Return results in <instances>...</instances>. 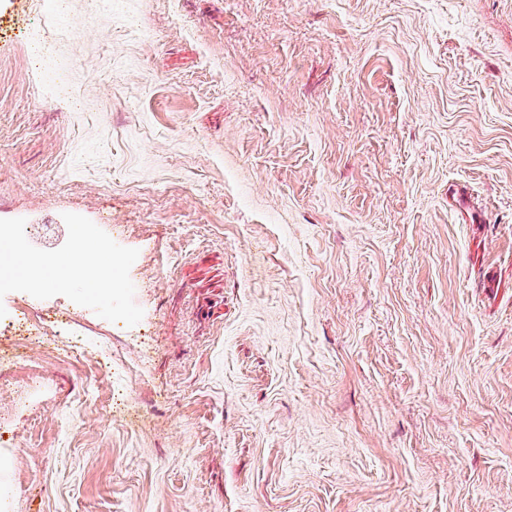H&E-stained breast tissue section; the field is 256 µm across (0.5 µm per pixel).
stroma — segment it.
Returning a JSON list of instances; mask_svg holds the SVG:
<instances>
[{
  "mask_svg": "<svg viewBox=\"0 0 512 512\" xmlns=\"http://www.w3.org/2000/svg\"><path fill=\"white\" fill-rule=\"evenodd\" d=\"M1 224L0 512H512V0H0ZM42 325H32V330H35L36 332L34 335L30 332V340L33 343L38 344L39 346L44 345L46 343L48 344H55L59 336H67V344L66 349H61L65 351L67 354L69 353L70 357H74L77 359V357H82L85 354L84 347L82 346V340L78 339V336H80V330L76 326H80L79 324L75 323V326H72L68 328L66 331H59L54 328V326H49L50 329L46 328ZM51 330V331H50ZM58 333V335H57Z\"/></svg>",
  "mask_w": 512,
  "mask_h": 512,
  "instance_id": "stroma-1",
  "label": "stroma"
}]
</instances>
